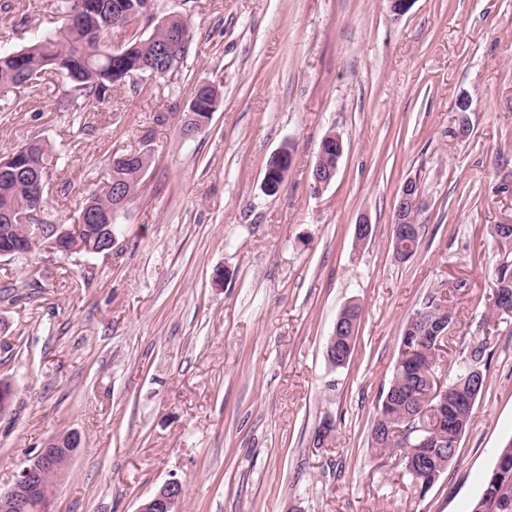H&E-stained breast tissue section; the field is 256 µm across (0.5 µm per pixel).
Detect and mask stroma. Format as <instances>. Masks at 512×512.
<instances>
[{
	"mask_svg": "<svg viewBox=\"0 0 512 512\" xmlns=\"http://www.w3.org/2000/svg\"><path fill=\"white\" fill-rule=\"evenodd\" d=\"M0 52L58 26L57 0H12ZM190 21L173 85L116 87L80 121L59 83L0 89V158L39 138L59 157L41 218L73 224L114 152H146L140 194L111 253L37 248L0 257V492L53 435L82 443L49 512H136L178 480L177 512H469L512 438V319L448 469L424 498L369 447L402 328L444 294L461 332L504 253L489 227L512 215V0H157ZM211 122L182 133L197 85ZM469 135L448 136L461 100ZM339 134L332 182L312 190L319 144ZM292 147L278 192L268 158ZM418 183L420 242L394 259L399 190ZM371 226L357 244L359 220ZM38 285L25 287L28 277ZM350 303L353 353L326 346ZM334 431L322 447L323 420Z\"/></svg>",
	"mask_w": 512,
	"mask_h": 512,
	"instance_id": "obj_1",
	"label": "stroma"
}]
</instances>
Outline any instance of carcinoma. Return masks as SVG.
I'll return each instance as SVG.
<instances>
[{
    "label": "carcinoma",
    "mask_w": 512,
    "mask_h": 512,
    "mask_svg": "<svg viewBox=\"0 0 512 512\" xmlns=\"http://www.w3.org/2000/svg\"><path fill=\"white\" fill-rule=\"evenodd\" d=\"M66 10L77 9L74 19L64 18L57 29L47 32L21 49L0 53V86H20L37 81L46 73L54 74L68 88L67 98L59 102L62 112L78 114L87 107L106 99L110 89L127 83L138 88L133 76H146L158 70V81L169 82L180 73L189 56L190 24L186 17L176 15L164 24H154L151 33L131 39L125 47L113 51L104 44L109 31L120 27L127 19L144 14L149 0H64ZM197 108L187 109V117L194 126L208 125L214 110L212 102L219 98L218 89L209 84L198 85L193 92ZM458 112L448 136L457 137L460 131H469L470 125L464 104ZM331 136L322 140L313 169L334 167L333 152L328 148ZM14 165L10 172L0 175V213L21 205L27 199L29 177L44 175L48 166L59 161L52 148L40 139H33L13 152ZM148 162L125 158L117 151L100 185L88 194L83 204H91L90 215L100 223L115 219L112 189L127 196L131 202L139 194ZM25 245L26 252L40 246L26 224L13 226L9 236H0V249L15 243ZM495 287L512 289V259L504 257L495 268ZM482 329L470 335L468 342L457 349V354L445 374L448 404L439 409L438 426L433 430L435 448H405L388 432V426L409 423L410 416L438 404L440 397L425 392L426 384L419 370L442 361L441 350L422 337L430 334L429 325L434 314L426 313L429 305L416 310L405 322L393 375L384 396L380 397L371 428L370 445L374 455L398 457L396 468L407 476L406 486L417 496H424L436 483L456 456L476 399L482 393L490 365L496 326L506 315L495 292L485 300ZM361 309L350 304L338 316L341 329L334 336V351L351 356L354 338L358 333ZM470 512H512V439L495 451V462L483 481L480 494L473 500Z\"/></svg>",
    "instance_id": "obj_1"
}]
</instances>
